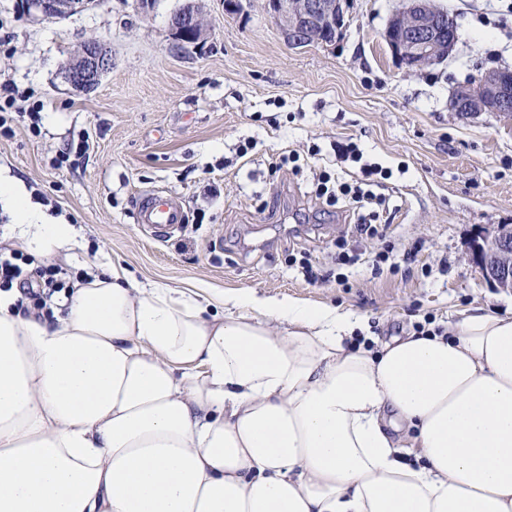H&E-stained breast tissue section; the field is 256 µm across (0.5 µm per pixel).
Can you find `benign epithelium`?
Wrapping results in <instances>:
<instances>
[{
  "mask_svg": "<svg viewBox=\"0 0 512 512\" xmlns=\"http://www.w3.org/2000/svg\"><path fill=\"white\" fill-rule=\"evenodd\" d=\"M392 16L382 38L399 68L414 72L448 62L458 41L457 22L437 9L432 0H404ZM94 0H20V13L29 20H62L87 9ZM349 0H268L273 18L282 26L294 48L311 44L332 46L345 27ZM205 0H185L170 15L168 28L174 45L188 49L207 38L202 20ZM112 69V53L102 41L90 39L74 54L62 71L70 88L87 94ZM453 111L462 116L493 112L512 117V70L484 71L477 79L457 84L450 99ZM472 260L492 287L512 291V224H498L475 238Z\"/></svg>",
  "mask_w": 512,
  "mask_h": 512,
  "instance_id": "7a95c632",
  "label": "benign epithelium"
}]
</instances>
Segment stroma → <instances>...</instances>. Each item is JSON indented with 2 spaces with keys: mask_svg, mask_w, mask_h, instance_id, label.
<instances>
[{
  "mask_svg": "<svg viewBox=\"0 0 512 512\" xmlns=\"http://www.w3.org/2000/svg\"><path fill=\"white\" fill-rule=\"evenodd\" d=\"M433 3L455 15L458 43L447 64L407 75L381 39L402 0H350L344 34L328 48L289 46L266 0H242L230 16L224 0H206L208 37L188 50L168 34L183 0H156L146 13L136 0H95L58 22L28 21L17 0H0L10 41L0 81L44 104L39 134L24 115L0 137V174L80 228L86 249L68 273L102 252L133 287L210 299L213 314H224L226 297H291L355 313L380 342L462 311L512 317V292L491 288L468 253L478 232L512 224V120L463 118L449 106L457 84L512 69V0ZM94 38L110 46L112 68L77 94L61 67ZM339 141L390 174L378 189L383 238L363 241L362 261L342 268L336 239L353 216L314 195L320 172L339 183L359 176ZM81 142L75 164L53 167ZM149 191L189 217L163 242L136 222V198ZM388 246L397 269L376 271L372 259ZM306 257L328 280L303 277Z\"/></svg>",
  "mask_w": 512,
  "mask_h": 512,
  "instance_id": "stroma-1",
  "label": "stroma"
}]
</instances>
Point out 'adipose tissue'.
Instances as JSON below:
<instances>
[{
  "label": "adipose tissue",
  "instance_id": "1",
  "mask_svg": "<svg viewBox=\"0 0 512 512\" xmlns=\"http://www.w3.org/2000/svg\"><path fill=\"white\" fill-rule=\"evenodd\" d=\"M12 239L84 241L0 176ZM0 291V512H512V317L359 344L353 312L239 315L99 258L51 316Z\"/></svg>",
  "mask_w": 512,
  "mask_h": 512
}]
</instances>
